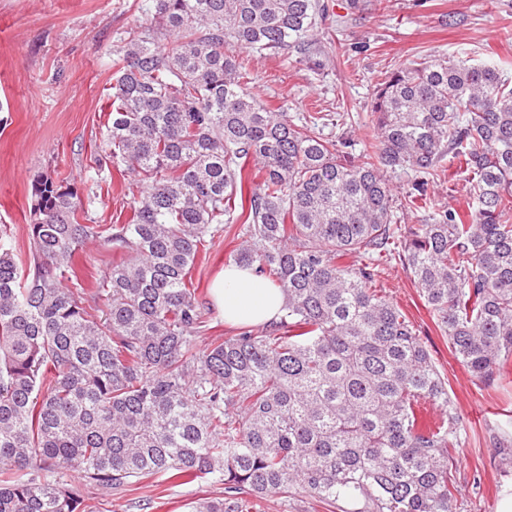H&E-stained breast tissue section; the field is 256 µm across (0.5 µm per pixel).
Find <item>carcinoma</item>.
Instances as JSON below:
<instances>
[{
    "label": "carcinoma",
    "instance_id": "1",
    "mask_svg": "<svg viewBox=\"0 0 512 512\" xmlns=\"http://www.w3.org/2000/svg\"><path fill=\"white\" fill-rule=\"evenodd\" d=\"M161 28L118 54L96 183L120 165L141 194L124 224H81L46 175L32 191L29 261L0 231V512H106L103 494L153 477L223 486L192 512L310 497L325 512H457L463 441L448 383L411 321L373 288L398 260L455 360L488 384L512 361V83L500 66L405 60L378 84L361 163L260 105L246 54L305 44L319 0H154ZM472 206L436 211L447 162ZM253 166L255 172L247 170ZM410 171L402 209L387 174ZM260 180L243 192L251 175ZM242 224L228 264L286 295L261 332L215 338L192 271ZM90 238L125 255L86 288ZM366 255L359 269L339 263ZM431 404L439 418L418 417Z\"/></svg>",
    "mask_w": 512,
    "mask_h": 512
}]
</instances>
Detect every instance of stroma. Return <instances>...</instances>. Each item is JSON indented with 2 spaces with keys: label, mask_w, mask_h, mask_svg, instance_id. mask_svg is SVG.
I'll use <instances>...</instances> for the list:
<instances>
[{
  "label": "stroma",
  "mask_w": 512,
  "mask_h": 512,
  "mask_svg": "<svg viewBox=\"0 0 512 512\" xmlns=\"http://www.w3.org/2000/svg\"><path fill=\"white\" fill-rule=\"evenodd\" d=\"M326 7L306 51L253 57L250 90L264 106L300 122L331 114L325 136L350 142L359 157L374 135L371 114L378 82L406 58L454 56L504 61L512 81V0H322ZM154 0H0V229L27 258L32 185L49 174L79 196H95L99 224H122L140 194L136 177L113 172L97 186L92 161L109 111L113 62L126 31L159 26ZM242 242L239 225L216 235L192 272L196 296L210 319L207 339L234 335L210 287ZM98 241L75 257L85 287L118 261ZM383 295L414 324L448 380L465 444L458 455L459 512H497L512 487V365L492 385L476 383L452 356L447 338L400 262L383 266ZM207 339L198 340L205 347ZM206 480L113 495L109 512H188L191 501L218 494Z\"/></svg>",
  "instance_id": "35a3bbf8"
}]
</instances>
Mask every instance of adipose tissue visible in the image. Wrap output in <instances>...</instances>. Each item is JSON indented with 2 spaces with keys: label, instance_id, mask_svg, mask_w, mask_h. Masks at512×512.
<instances>
[{
  "label": "adipose tissue",
  "instance_id": "obj_1",
  "mask_svg": "<svg viewBox=\"0 0 512 512\" xmlns=\"http://www.w3.org/2000/svg\"><path fill=\"white\" fill-rule=\"evenodd\" d=\"M211 297L227 322L256 326L275 320L285 301L284 293L271 287L254 270L227 267L216 277Z\"/></svg>",
  "mask_w": 512,
  "mask_h": 512
}]
</instances>
